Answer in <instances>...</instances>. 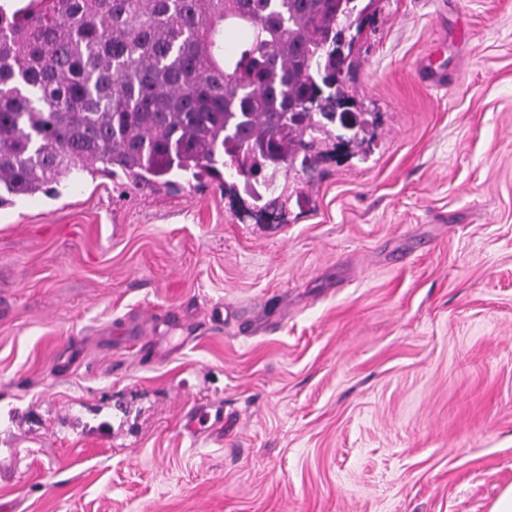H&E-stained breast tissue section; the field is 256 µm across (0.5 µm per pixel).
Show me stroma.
<instances>
[{
  "label": "stroma",
  "instance_id": "1",
  "mask_svg": "<svg viewBox=\"0 0 512 512\" xmlns=\"http://www.w3.org/2000/svg\"><path fill=\"white\" fill-rule=\"evenodd\" d=\"M353 56L370 142L273 220L209 177L0 206V512H490L512 487V0H375Z\"/></svg>",
  "mask_w": 512,
  "mask_h": 512
}]
</instances>
